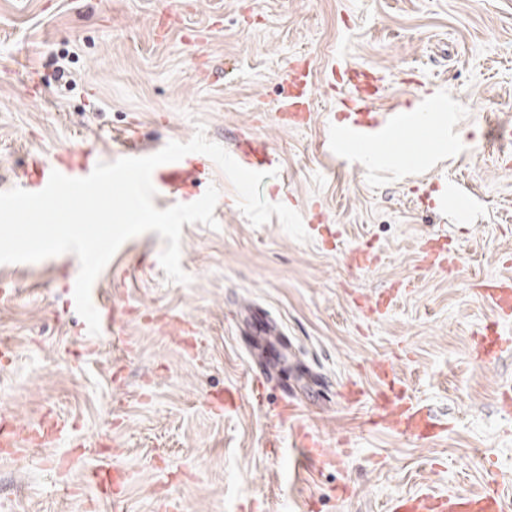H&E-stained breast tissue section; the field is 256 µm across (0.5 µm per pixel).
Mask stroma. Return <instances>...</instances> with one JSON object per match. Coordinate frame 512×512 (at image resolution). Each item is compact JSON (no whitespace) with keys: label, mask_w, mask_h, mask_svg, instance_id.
<instances>
[{"label":"stroma","mask_w":512,"mask_h":512,"mask_svg":"<svg viewBox=\"0 0 512 512\" xmlns=\"http://www.w3.org/2000/svg\"><path fill=\"white\" fill-rule=\"evenodd\" d=\"M384 77L381 110L427 114L452 151L403 168L327 153L340 110L318 96L311 123L278 126L277 76L310 64L324 81L337 51ZM512 122V0H0V192L30 153L120 157L124 136L148 151L204 126L224 148L254 136L275 154L264 198L297 211L308 241L278 219L250 224L206 155L191 195L216 186L217 228L183 224L187 284L167 281L157 232L125 241L98 276L91 335L70 305L76 255L0 264V412L19 425L51 414L59 438L0 457V512H391L396 498L476 492L496 483L512 505V352L483 362L485 332L512 331L477 295L485 276H512V153L483 132ZM458 198L428 206L448 186ZM450 258L426 267L422 246ZM377 256L356 268L352 253ZM394 287L383 314L364 299ZM276 321L290 356L265 349L276 381L249 400L250 336L231 310ZM444 424L429 442L371 427L375 363ZM299 416L279 424L283 389ZM323 461L300 463L301 437ZM126 481L87 485L98 468Z\"/></svg>","instance_id":"35a3bbf8"}]
</instances>
